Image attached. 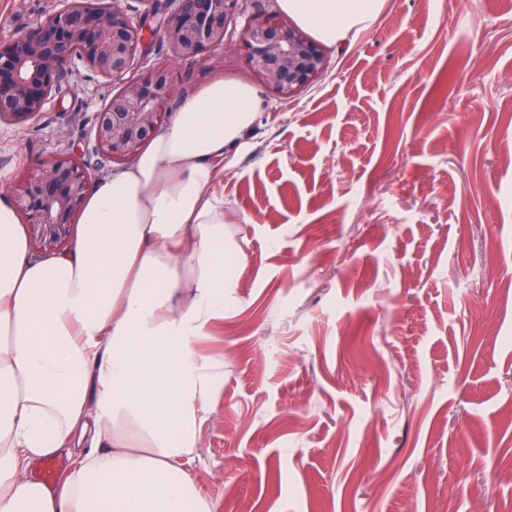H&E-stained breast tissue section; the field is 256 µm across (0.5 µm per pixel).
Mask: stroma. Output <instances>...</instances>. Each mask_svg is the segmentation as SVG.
<instances>
[{
    "label": "stroma",
    "instance_id": "stroma-1",
    "mask_svg": "<svg viewBox=\"0 0 512 512\" xmlns=\"http://www.w3.org/2000/svg\"><path fill=\"white\" fill-rule=\"evenodd\" d=\"M59 0H0V44ZM240 0L222 62L175 58L183 96L221 76L264 112L225 167L233 302L204 347L224 390L189 469L213 512H512V0H382L281 98L247 65ZM117 87L71 65L44 111L0 123V195L89 152ZM503 475L487 485L484 466Z\"/></svg>",
    "mask_w": 512,
    "mask_h": 512
}]
</instances>
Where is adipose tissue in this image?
<instances>
[{"label":"adipose tissue","mask_w":512,"mask_h":512,"mask_svg":"<svg viewBox=\"0 0 512 512\" xmlns=\"http://www.w3.org/2000/svg\"><path fill=\"white\" fill-rule=\"evenodd\" d=\"M278 2L328 44L381 6ZM261 110L221 78L181 97L58 255H32L0 196V512H212L187 462L224 388L223 354L200 347L230 302L217 186ZM52 456L72 462L55 488L33 475Z\"/></svg>","instance_id":"adipose-tissue-1"}]
</instances>
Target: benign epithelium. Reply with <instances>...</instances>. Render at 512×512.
<instances>
[{"label": "benign epithelium", "instance_id": "benign-epithelium-1", "mask_svg": "<svg viewBox=\"0 0 512 512\" xmlns=\"http://www.w3.org/2000/svg\"><path fill=\"white\" fill-rule=\"evenodd\" d=\"M238 0H180L157 30L182 60L208 62L224 48ZM151 11L136 19L122 0H62V7L7 45H0V121L22 125L43 112L78 59L94 73L121 84L93 126L94 150L105 161L130 162L160 131L174 97L171 72L156 67L126 80L135 57L146 52ZM247 65L285 98L322 74L323 49L300 28L258 12L244 30ZM92 180L75 156L45 158L15 190L34 248L44 256L65 248L73 218Z\"/></svg>", "mask_w": 512, "mask_h": 512}]
</instances>
